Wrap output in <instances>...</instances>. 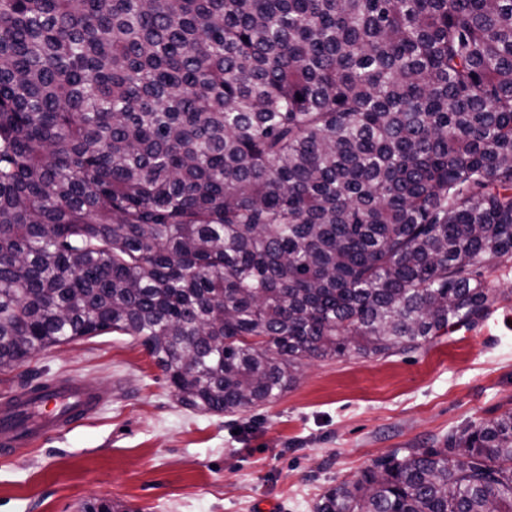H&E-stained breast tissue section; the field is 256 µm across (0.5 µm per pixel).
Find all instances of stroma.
Instances as JSON below:
<instances>
[{
	"mask_svg": "<svg viewBox=\"0 0 512 512\" xmlns=\"http://www.w3.org/2000/svg\"><path fill=\"white\" fill-rule=\"evenodd\" d=\"M485 280L496 300L478 322L402 355L309 362L291 389L243 415L181 407L129 336L41 351L0 373V393L71 377L108 400L83 425L0 457V512H81L93 499L128 512H314L326 488L374 459L441 447L512 408V261Z\"/></svg>",
	"mask_w": 512,
	"mask_h": 512,
	"instance_id": "stroma-1",
	"label": "stroma"
}]
</instances>
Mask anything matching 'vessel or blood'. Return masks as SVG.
Returning a JSON list of instances; mask_svg holds the SVG:
<instances>
[{"label": "vessel or blood", "instance_id": "1", "mask_svg": "<svg viewBox=\"0 0 512 512\" xmlns=\"http://www.w3.org/2000/svg\"><path fill=\"white\" fill-rule=\"evenodd\" d=\"M105 400V394L68 379L34 385L0 400V455L14 456L19 449L84 423Z\"/></svg>", "mask_w": 512, "mask_h": 512}]
</instances>
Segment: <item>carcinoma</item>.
Wrapping results in <instances>:
<instances>
[{"label": "carcinoma", "mask_w": 512, "mask_h": 512, "mask_svg": "<svg viewBox=\"0 0 512 512\" xmlns=\"http://www.w3.org/2000/svg\"><path fill=\"white\" fill-rule=\"evenodd\" d=\"M501 258L512 0H0V372L112 332L244 414L476 322ZM315 512H512V408Z\"/></svg>", "instance_id": "obj_1"}]
</instances>
